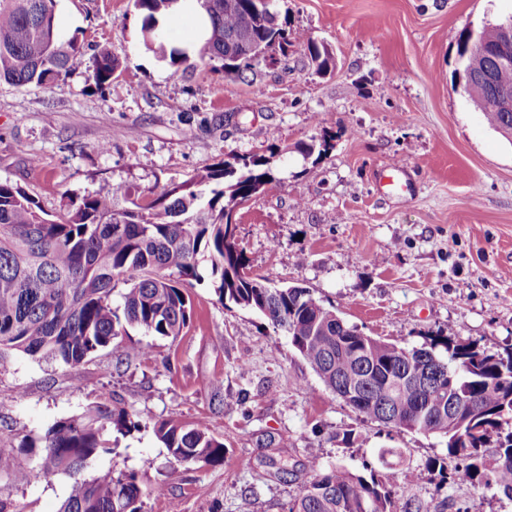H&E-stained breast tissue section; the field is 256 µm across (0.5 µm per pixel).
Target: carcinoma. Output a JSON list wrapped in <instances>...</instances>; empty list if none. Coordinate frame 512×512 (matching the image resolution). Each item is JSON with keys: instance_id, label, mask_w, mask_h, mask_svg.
Masks as SVG:
<instances>
[{"instance_id": "carcinoma-1", "label": "carcinoma", "mask_w": 512, "mask_h": 512, "mask_svg": "<svg viewBox=\"0 0 512 512\" xmlns=\"http://www.w3.org/2000/svg\"><path fill=\"white\" fill-rule=\"evenodd\" d=\"M58 2L0 0V82L53 86L86 65L78 37L58 27ZM197 2L210 27L202 42L188 48L172 46L160 24L175 0H133L144 48L173 66L199 65L232 79L249 63L238 60L239 45L229 38L249 32L267 51L297 42L316 73L330 71L327 47L289 31L264 0ZM483 63L494 70L495 87L512 88V66H498L489 57ZM116 68L104 49L90 77L103 86ZM482 114L512 141V112L487 106ZM272 181L266 156H240L162 189L147 205L132 201L117 209L109 195L87 196L55 219L21 186L0 181V365L14 352L64 366L83 364L102 351L112 353L116 369L132 360L154 362L152 344H126L130 330L180 336L192 316L185 284L199 278L205 261L220 298L260 313L285 333L326 388L358 413L402 431L426 426L440 433L447 456L463 459L451 483L512 492V350L489 353L450 336H429L419 346L391 342L349 324L300 285L277 287L251 277L230 220L236 206ZM434 358L445 366L431 364ZM454 405L464 408L456 421L450 416ZM109 427L131 433L141 422L118 400L92 405L55 421L39 441L22 440L17 453L0 452V476L18 484L68 476L72 489L59 512H143L144 490L134 472L112 467L86 475L97 458L112 452ZM153 431L170 456L169 483L189 464L224 461V442L205 427L171 416ZM23 455L31 462H23ZM402 455L399 448L380 449L382 469L367 465V476L312 457L309 480L288 512H395L400 478L419 484L445 469V459L433 458L400 471L388 458Z\"/></svg>"}]
</instances>
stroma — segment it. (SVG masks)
Returning <instances> with one entry per match:
<instances>
[{"mask_svg":"<svg viewBox=\"0 0 512 512\" xmlns=\"http://www.w3.org/2000/svg\"><path fill=\"white\" fill-rule=\"evenodd\" d=\"M288 26L325 44L334 70L307 50L259 60L242 77L173 69L144 49L133 0H60L57 20L86 61L110 50L120 67L95 87L87 70L59 85L0 83V181L21 185L49 214L88 195L116 207L144 201L234 156H268L275 180L234 213L252 275L298 284L367 334L421 345L452 336L490 353L512 347V143L455 86L461 33L512 16V0H275ZM194 128L186 137V128ZM333 135L326 155L300 148ZM405 170L382 173L392 161ZM189 288L194 317L155 339L152 364L114 370L102 352L74 367L22 353L0 369V450L38 438L90 404L122 399L141 430L110 431L94 467L135 472L143 512H288L308 459L355 471L380 449L402 467L442 457L434 435L365 418L328 390L287 336L254 311L220 301L208 266ZM177 414L224 441V462L189 465L172 484L152 426ZM355 441L343 442L345 432ZM165 484L162 496L151 488ZM64 475L0 497L20 512H58ZM397 503L431 512H512V499L440 475L400 481Z\"/></svg>","mask_w":512,"mask_h":512,"instance_id":"obj_1","label":"stroma"}]
</instances>
